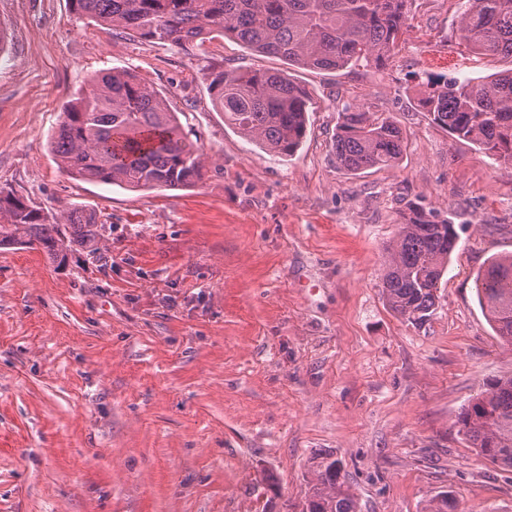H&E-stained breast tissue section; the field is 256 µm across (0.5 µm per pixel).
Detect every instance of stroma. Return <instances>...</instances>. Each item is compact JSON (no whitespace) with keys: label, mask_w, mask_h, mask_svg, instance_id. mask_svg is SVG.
<instances>
[{"label":"stroma","mask_w":512,"mask_h":512,"mask_svg":"<svg viewBox=\"0 0 512 512\" xmlns=\"http://www.w3.org/2000/svg\"><path fill=\"white\" fill-rule=\"evenodd\" d=\"M465 0H414L383 69L290 68L311 112L282 159L213 110L208 65L279 69L235 40L187 51L81 19L69 0H0V190L82 205L104 226L100 261L63 267L0 248V512H292L316 460L342 459L360 512L512 510V474L468 448L455 421L512 371L474 290L512 253V171L433 125L428 74L512 68L456 38ZM162 91L210 170L184 190L73 179L48 141L95 73ZM360 103L399 125L400 161L353 174L333 154ZM446 215L456 248L424 326L379 288L408 201Z\"/></svg>","instance_id":"35a3bbf8"}]
</instances>
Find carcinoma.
Returning <instances> with one entry per match:
<instances>
[{
    "instance_id": "1",
    "label": "carcinoma",
    "mask_w": 512,
    "mask_h": 512,
    "mask_svg": "<svg viewBox=\"0 0 512 512\" xmlns=\"http://www.w3.org/2000/svg\"><path fill=\"white\" fill-rule=\"evenodd\" d=\"M412 0H70L81 18L133 38L196 44L233 38L247 49L309 70L384 68L409 18ZM457 36L479 55L512 58V0H467ZM212 107L247 141L281 158L292 156L308 130L310 99L283 70L208 72ZM419 102L430 121L473 142L512 170V71L487 77L429 76ZM59 168L74 179L130 191L183 189L204 179L206 154L188 139L167 98L134 72L112 68L91 80L63 108L50 138ZM405 150L400 127L376 112L346 106L334 138L338 164L358 173L397 164ZM95 211L66 212L0 191V248L40 249L61 266L77 249L98 258ZM456 247L454 224L421 202L401 213L386 247L380 288L390 311L422 326L438 299L440 279ZM479 304L496 336L512 346V255L496 257L475 278ZM458 432L475 453L512 472V374L488 379L463 407ZM300 512H359L342 461L332 454L312 470ZM426 512H458L455 495L434 496Z\"/></svg>"
}]
</instances>
